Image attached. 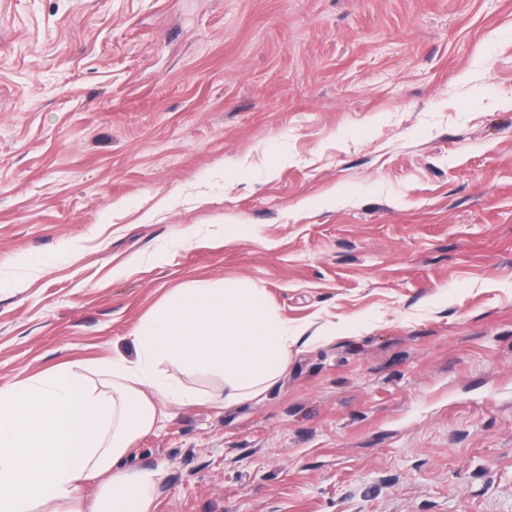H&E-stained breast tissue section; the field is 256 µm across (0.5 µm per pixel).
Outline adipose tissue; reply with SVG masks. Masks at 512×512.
Here are the masks:
<instances>
[{
  "instance_id": "adipose-tissue-1",
  "label": "adipose tissue",
  "mask_w": 512,
  "mask_h": 512,
  "mask_svg": "<svg viewBox=\"0 0 512 512\" xmlns=\"http://www.w3.org/2000/svg\"><path fill=\"white\" fill-rule=\"evenodd\" d=\"M132 339L135 359L116 353L0 386V512H153L162 472L124 468L128 449L158 429L165 405L212 401L184 377L217 373L229 402L259 396L281 372L289 336L261 289L224 284L178 289Z\"/></svg>"
}]
</instances>
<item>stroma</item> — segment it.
I'll return each mask as SVG.
<instances>
[{
  "instance_id": "obj_1",
  "label": "stroma",
  "mask_w": 512,
  "mask_h": 512,
  "mask_svg": "<svg viewBox=\"0 0 512 512\" xmlns=\"http://www.w3.org/2000/svg\"><path fill=\"white\" fill-rule=\"evenodd\" d=\"M229 280L285 366L154 512H512V0H0V386Z\"/></svg>"
}]
</instances>
